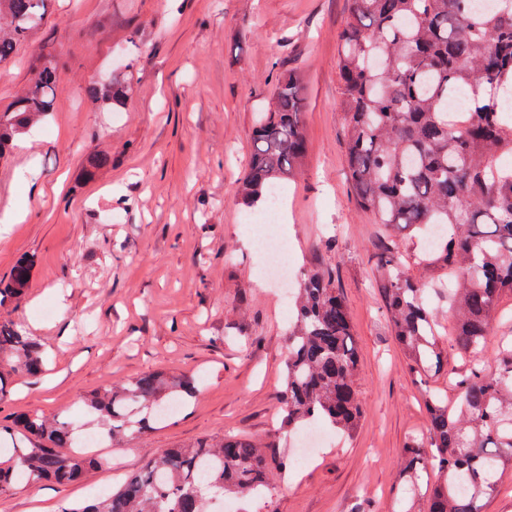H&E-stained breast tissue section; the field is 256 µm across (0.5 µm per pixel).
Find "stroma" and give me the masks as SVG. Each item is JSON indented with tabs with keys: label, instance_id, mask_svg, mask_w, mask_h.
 I'll return each mask as SVG.
<instances>
[{
	"label": "stroma",
	"instance_id": "1",
	"mask_svg": "<svg viewBox=\"0 0 512 512\" xmlns=\"http://www.w3.org/2000/svg\"><path fill=\"white\" fill-rule=\"evenodd\" d=\"M351 0H51L32 39L0 69V108L28 82L38 52L65 62L45 126L0 160V277L21 254L32 286L0 320L19 324L46 371L0 400L21 415L86 427L84 395L159 369L196 375L199 394L177 416L121 446L98 444L82 481L23 484L0 512H61L110 493L158 449L232 434L295 455L279 408L288 305L261 274L259 244L278 236L295 272L331 275L357 340L358 430L330 435L304 464L276 474L260 512H428L400 450L426 433L427 388L455 397L470 367L444 351L440 372L413 368L378 290L382 225L359 210L346 174L338 38ZM131 65L125 111L85 98L108 65ZM301 80L307 147L286 185L284 223L252 222L236 198L274 66ZM110 164L81 184L87 155Z\"/></svg>",
	"mask_w": 512,
	"mask_h": 512
}]
</instances>
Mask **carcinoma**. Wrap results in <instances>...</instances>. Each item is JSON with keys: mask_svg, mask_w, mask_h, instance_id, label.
Masks as SVG:
<instances>
[{"mask_svg": "<svg viewBox=\"0 0 512 512\" xmlns=\"http://www.w3.org/2000/svg\"><path fill=\"white\" fill-rule=\"evenodd\" d=\"M48 0H0V67L39 27ZM475 0H353L339 35L347 177L360 209L389 233L451 232L432 250L406 257L380 246V290L391 331L416 368L443 366V339L426 283L415 269L436 267L439 294H448L449 340L469 363L470 376L446 401L426 393L430 428L402 448L412 487L425 489L428 512H478L480 496L495 490L512 463V343L500 349L498 370L482 368L495 311L512 293V0L487 9ZM64 62L40 54L26 88L0 109V160L54 111V90ZM136 79L115 70L88 86L87 102L99 112L126 109ZM461 98L465 118L450 103ZM254 149L237 196L245 208L266 205L272 189L296 175L306 149L302 88L296 74L276 69L275 91L252 133ZM92 154L85 182L108 165ZM34 260L20 257L0 281V308L25 297ZM282 426L298 431L323 423L353 433L362 417L355 377L358 351L349 313L329 273H302L290 291ZM44 349L10 320L0 321V400L16 377H35ZM196 394L188 374L164 371L89 393L84 413L96 438L118 442L144 433ZM38 440L32 448L0 452V493L20 483L74 482L95 459L74 450L70 423L23 416L0 424V440L16 433ZM288 461L246 439L162 448L119 489L61 512H207L214 496L248 498L269 484Z\"/></svg>", "mask_w": 512, "mask_h": 512, "instance_id": "1", "label": "carcinoma"}]
</instances>
